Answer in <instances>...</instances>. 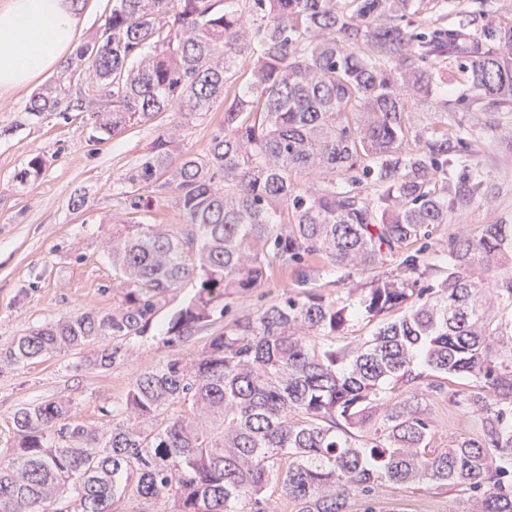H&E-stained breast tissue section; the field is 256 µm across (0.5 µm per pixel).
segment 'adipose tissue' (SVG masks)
I'll return each instance as SVG.
<instances>
[{"label": "adipose tissue", "instance_id": "adipose-tissue-1", "mask_svg": "<svg viewBox=\"0 0 512 512\" xmlns=\"http://www.w3.org/2000/svg\"><path fill=\"white\" fill-rule=\"evenodd\" d=\"M75 0H0V93L33 85L74 51Z\"/></svg>", "mask_w": 512, "mask_h": 512}]
</instances>
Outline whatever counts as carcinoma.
<instances>
[{"instance_id":"cac0c4a2","label":"carcinoma","mask_w":512,"mask_h":512,"mask_svg":"<svg viewBox=\"0 0 512 512\" xmlns=\"http://www.w3.org/2000/svg\"><path fill=\"white\" fill-rule=\"evenodd\" d=\"M412 2L112 0L95 36L31 97L34 116L81 109L70 95L77 70L87 88L112 89L96 115L101 135L173 108L191 119L219 101L224 127L177 164L161 135L122 176L170 192L191 237L152 223L154 200L126 192L109 245L121 306L65 313L19 338L8 362L139 336L187 283L198 291L168 328L180 341L276 267L292 270L299 292L224 325L191 365L146 369L110 427L71 422L64 401L19 408L0 512H112L128 488L170 512H235L238 502L276 512L273 481L299 512H345L349 495L370 498L383 482L460 488L465 507L453 512H512V224H485L433 256L406 252L485 196L448 116L417 126L407 103L440 95L436 63L458 71L468 98L511 110L512 25H485L471 42L438 19L382 23ZM241 62L251 77L231 95ZM43 168L36 155L15 181ZM335 270L368 286L342 306L308 290ZM432 271L436 284L416 288ZM351 308L384 320L360 344L311 345L335 336ZM417 365L478 382L460 393L477 433L426 451L433 424ZM175 403L187 410L166 416Z\"/></svg>"}]
</instances>
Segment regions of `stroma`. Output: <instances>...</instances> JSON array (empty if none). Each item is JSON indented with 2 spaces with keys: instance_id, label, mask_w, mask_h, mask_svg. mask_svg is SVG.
<instances>
[{
  "instance_id": "stroma-1",
  "label": "stroma",
  "mask_w": 512,
  "mask_h": 512,
  "mask_svg": "<svg viewBox=\"0 0 512 512\" xmlns=\"http://www.w3.org/2000/svg\"><path fill=\"white\" fill-rule=\"evenodd\" d=\"M482 11L488 12L491 23L511 22L512 0H421L409 20L422 23L444 13L453 23L464 13ZM442 82L448 91L447 107L434 100H414L409 105L411 118L426 124L444 117L449 128H467L465 155L471 172L486 180L488 194L449 215L447 224L428 241L433 250L446 246L462 228L474 234L485 224H512V112L488 99L472 105L463 102L464 87L455 72L443 73ZM35 92L31 86L0 96V353L64 313L117 307L121 291L113 286L112 261L103 243L112 235L113 218L122 212V175L138 166L153 141L167 133L176 135V152L203 153L224 121L220 103L190 121L173 109L96 140L92 112L39 117L25 113ZM36 154L45 161L42 174L19 187L15 174ZM81 197L86 207L74 209V200ZM292 283L291 272L274 270L262 288L233 300L224 316L182 342L172 341L167 330L175 313L193 298L196 289L191 284L168 294L142 335L96 339L18 365L0 363V450H6L13 435L17 409L48 400L70 403L72 422L91 429L111 426L113 410L146 366H163L176 358L190 364L226 323L255 316L281 301ZM107 347L118 352L112 366L86 367V359ZM456 388V383L434 373L419 383L422 407L434 425L431 448L447 447L454 434L473 423L472 415L450 399ZM457 500V492L445 486L385 483L376 493V508L453 512Z\"/></svg>"
}]
</instances>
